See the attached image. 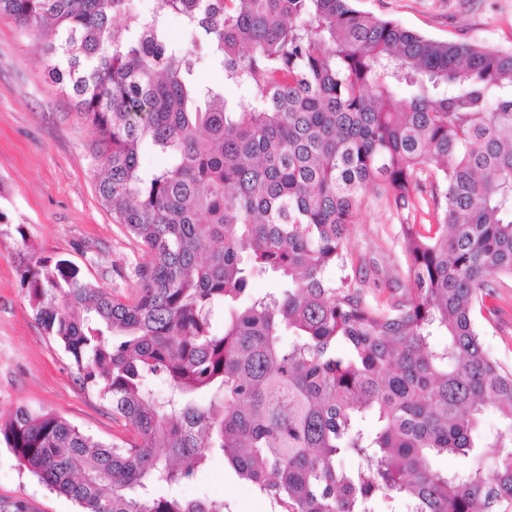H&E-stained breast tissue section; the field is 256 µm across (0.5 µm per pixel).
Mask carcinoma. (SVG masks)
Returning <instances> with one entry per match:
<instances>
[{"instance_id": "1", "label": "carcinoma", "mask_w": 512, "mask_h": 512, "mask_svg": "<svg viewBox=\"0 0 512 512\" xmlns=\"http://www.w3.org/2000/svg\"><path fill=\"white\" fill-rule=\"evenodd\" d=\"M0 16L44 37L49 80L98 136L100 203L153 256L125 300L20 257L35 319L128 431L107 443L21 406L0 422L21 466L83 512H230L177 493L216 455L270 512H512V370L480 331L512 279V49L353 0H0ZM171 17L244 100L191 80ZM145 141L165 164L141 168ZM370 191L410 284L388 305L346 274ZM257 275L280 288L253 296Z\"/></svg>"}]
</instances>
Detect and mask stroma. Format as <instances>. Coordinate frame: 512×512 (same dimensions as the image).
Returning <instances> with one entry per match:
<instances>
[{
    "instance_id": "1",
    "label": "stroma",
    "mask_w": 512,
    "mask_h": 512,
    "mask_svg": "<svg viewBox=\"0 0 512 512\" xmlns=\"http://www.w3.org/2000/svg\"><path fill=\"white\" fill-rule=\"evenodd\" d=\"M356 8L440 40L512 47V0H354ZM170 37L191 50L192 78L242 100L226 84L206 47L192 44L179 20ZM97 136L73 101L46 76L31 31L0 17V418L18 406L56 413L95 438L124 436L122 423L99 394L80 385L63 349L45 335L28 305L17 268L23 240L50 262L64 260L80 277L134 297L136 266L147 256L101 206L93 154ZM396 222L376 201L362 208L349 230L353 270L366 280L371 301H394L408 286ZM500 312L482 322L488 352L512 367V281L500 291ZM182 493L224 499L231 512H268V504L222 457L186 484ZM0 512H80L50 491L0 444Z\"/></svg>"
}]
</instances>
